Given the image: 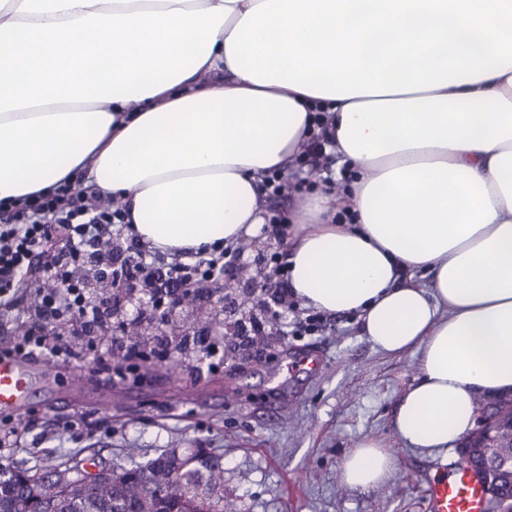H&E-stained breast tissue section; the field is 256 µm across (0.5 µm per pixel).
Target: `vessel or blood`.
Returning a JSON list of instances; mask_svg holds the SVG:
<instances>
[{
	"mask_svg": "<svg viewBox=\"0 0 512 512\" xmlns=\"http://www.w3.org/2000/svg\"><path fill=\"white\" fill-rule=\"evenodd\" d=\"M32 386V378L22 362L0 360V410L22 412ZM489 492L486 484L468 463H458L452 476L431 483L429 512H485Z\"/></svg>",
	"mask_w": 512,
	"mask_h": 512,
	"instance_id": "vessel-or-blood-1",
	"label": "vessel or blood"
}]
</instances>
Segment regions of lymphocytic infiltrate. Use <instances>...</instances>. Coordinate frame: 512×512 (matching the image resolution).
<instances>
[{
	"mask_svg": "<svg viewBox=\"0 0 512 512\" xmlns=\"http://www.w3.org/2000/svg\"><path fill=\"white\" fill-rule=\"evenodd\" d=\"M126 217L114 199L72 184L33 200L0 201V357L68 366L89 359L98 372L123 380L139 363L167 358L171 344H198L195 336L176 342L160 336L146 350L132 336L121 361H113L108 334L114 313L126 303L147 295L148 306L138 311L135 323H164L182 292L205 297L212 285L236 271L226 247L196 252L190 263L176 257L154 266L137 238L113 239V226ZM274 273L272 287L257 302L259 315L239 325L231 351L260 347L267 339V314L293 304L287 264L276 261ZM31 293L36 300L28 310L23 300Z\"/></svg>",
	"mask_w": 512,
	"mask_h": 512,
	"instance_id": "f902f5d3",
	"label": "lymphocytic infiltrate"
}]
</instances>
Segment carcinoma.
Wrapping results in <instances>:
<instances>
[{"instance_id":"1","label":"carcinoma","mask_w":512,"mask_h":512,"mask_svg":"<svg viewBox=\"0 0 512 512\" xmlns=\"http://www.w3.org/2000/svg\"><path fill=\"white\" fill-rule=\"evenodd\" d=\"M214 470L201 453L93 475L65 463L34 474L0 465V512H224Z\"/></svg>"}]
</instances>
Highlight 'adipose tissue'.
Here are the masks:
<instances>
[{
	"label": "adipose tissue",
	"mask_w": 512,
	"mask_h": 512,
	"mask_svg": "<svg viewBox=\"0 0 512 512\" xmlns=\"http://www.w3.org/2000/svg\"><path fill=\"white\" fill-rule=\"evenodd\" d=\"M321 122L349 182L289 215L290 285L416 355L392 428L445 450L512 391V0H0V199L79 178L161 253L235 245Z\"/></svg>",
	"instance_id": "1"
}]
</instances>
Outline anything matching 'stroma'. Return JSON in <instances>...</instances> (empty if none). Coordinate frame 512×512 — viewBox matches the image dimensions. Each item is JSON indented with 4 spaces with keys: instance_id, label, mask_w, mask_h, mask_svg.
<instances>
[{
    "instance_id": "stroma-1",
    "label": "stroma",
    "mask_w": 512,
    "mask_h": 512,
    "mask_svg": "<svg viewBox=\"0 0 512 512\" xmlns=\"http://www.w3.org/2000/svg\"><path fill=\"white\" fill-rule=\"evenodd\" d=\"M331 162L289 171L293 188L267 197L265 213L284 218L322 185ZM247 274L227 293L235 308L215 311L203 300L180 309L172 325H143L139 339L171 332L191 336L224 326L214 344L226 348L230 325L251 309L248 283L264 279L273 256L288 250L285 233L263 226L244 240ZM296 304L268 323L272 334L258 357H222L206 371L196 348L172 349L124 380H108L89 366H52L19 416L25 445L14 463L36 471L50 461L81 460L129 468L162 454L201 452L218 462L224 499L237 512H428L427 488L460 461L458 446L426 452L404 447L390 428L400 392L419 375L412 354L387 355L361 336L353 317L329 316L311 335L296 324L312 314ZM101 423L87 433L82 416ZM390 443L397 467L384 484L352 488L340 480L346 456L367 437Z\"/></svg>"
}]
</instances>
